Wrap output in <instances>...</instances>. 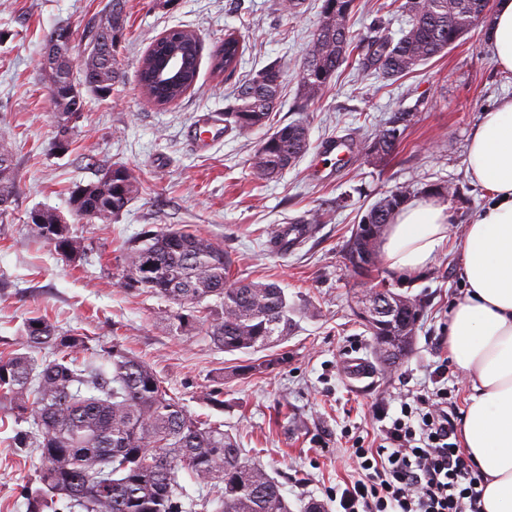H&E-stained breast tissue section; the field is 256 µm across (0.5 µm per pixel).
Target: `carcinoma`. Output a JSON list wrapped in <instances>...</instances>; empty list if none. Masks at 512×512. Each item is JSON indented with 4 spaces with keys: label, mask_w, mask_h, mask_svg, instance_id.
Instances as JSON below:
<instances>
[{
    "label": "carcinoma",
    "mask_w": 512,
    "mask_h": 512,
    "mask_svg": "<svg viewBox=\"0 0 512 512\" xmlns=\"http://www.w3.org/2000/svg\"><path fill=\"white\" fill-rule=\"evenodd\" d=\"M112 21L88 27L86 48L100 49L75 59L67 53L58 61L62 84L48 89L71 92L73 112H53L55 129L67 128L55 147L67 149L74 124L84 109V94L107 98L121 82L123 71L116 58V38L122 36L126 15L124 0H109ZM355 0H323L319 23L309 48L297 63L300 77L298 109L319 100L338 69L353 51L360 55V71L390 81L406 76L420 65L455 46L478 27L480 0H403L399 8L407 17L400 37L392 38L375 23L367 35L351 31ZM175 33L193 44L187 78L173 87L149 78L156 46L140 60L138 81L154 105L165 107L182 99L198 77L201 44L186 29ZM46 43L73 41L67 25L44 33ZM242 55L239 38L229 33L211 53L212 69L233 72ZM288 61L263 67L243 86L224 112V127L262 128L280 98ZM414 113L396 110L380 125L365 148L373 165L390 159L400 148ZM309 147L308 125L295 121L273 130L251 158L255 180L266 183L294 166ZM140 182L124 166L100 170L98 181L72 191L70 214L74 221L110 220L121 214L140 194ZM18 192L14 154L0 145V218L10 212ZM409 190L387 192L370 206L344 245L346 266L367 278L378 270V234L392 223L407 201ZM31 224L35 237L75 263L85 259L88 245L60 224V213L36 210ZM123 287L148 293L179 306L169 317L174 336L196 325L206 327L213 344L226 353L255 354L281 344L296 325L295 305L276 283L246 281L234 276V259L224 245L192 229L166 224L144 230L123 247ZM392 308L373 317L359 301L356 315L373 336L378 363L396 365L411 350L415 330L424 314L417 297L375 289ZM91 350L88 337L63 331L43 316L25 319L16 349L0 356V409L8 407L17 425L14 446L40 454L39 487L28 497V512H63L76 507L83 512H195L199 504H216L215 512H291L280 483L253 461L224 423L190 414L170 393L153 368L132 355L118 341L103 346L102 365L83 362L78 354ZM207 490L196 499L180 483V474Z\"/></svg>",
    "instance_id": "carcinoma-1"
}]
</instances>
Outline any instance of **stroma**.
Here are the masks:
<instances>
[{"label":"stroma","instance_id":"1","mask_svg":"<svg viewBox=\"0 0 512 512\" xmlns=\"http://www.w3.org/2000/svg\"><path fill=\"white\" fill-rule=\"evenodd\" d=\"M106 3L0 0V133L9 137L18 181L12 211L0 221V352L15 348L24 319L33 315L89 336L94 346L119 340L153 367L189 412L223 422L281 483L292 512L312 498L336 512L330 492L357 476L354 440L377 447L376 412L398 416L402 398L433 391L434 370L449 356L448 311L464 293L458 242L463 225L486 202L466 173L468 140L483 112L512 97V73L491 57L483 24L395 82L364 76L356 62H346L326 94L303 111L295 107L299 76L293 67L272 122L306 121L310 148L295 167L260 184L251 158L265 130L231 128L198 149L187 133L207 118L223 117L237 88L270 62L299 61L323 0H304L293 16L279 14L277 0H172L167 6L126 0L123 79L107 99L86 96L73 142L59 152L52 147L48 76L40 66L43 34L55 24L70 25L73 51L81 53L84 28L104 18ZM396 7L395 0H356L353 33H366L376 19L397 31ZM177 27L199 37L202 59L194 88L161 108L143 94L137 63L154 39ZM230 32L240 39L243 56L233 74H218L210 55ZM398 109L416 117L386 163L375 166L361 155L340 165L322 154L332 137L366 146ZM110 164L127 166L141 193L114 221L76 224L90 252L85 261L67 262L33 236L29 214L38 208L68 212L71 191L96 181ZM437 183L455 192L441 197L449 207V235L434 262L405 277L383 265L378 278L360 284L343 257L353 224L388 191L407 186L417 200ZM314 214L319 222L304 243L283 253L269 248L271 227ZM160 224L200 230L223 243L237 276L285 289L301 310L297 328L281 345L286 360L267 367L264 353H226L201 326L171 335L163 321L174 304L121 288L125 240ZM381 278L392 291L426 304L413 352L390 372L380 367L371 334L354 316L358 298ZM351 358L371 367L370 385L353 387L343 370ZM249 363L260 365V372L237 375V366ZM216 387L224 392L219 408L208 400ZM13 428L0 419V512H27L24 491L36 486L41 460L13 446Z\"/></svg>","mask_w":512,"mask_h":512}]
</instances>
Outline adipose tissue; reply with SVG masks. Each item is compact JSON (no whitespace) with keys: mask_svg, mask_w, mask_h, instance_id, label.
<instances>
[{"mask_svg":"<svg viewBox=\"0 0 512 512\" xmlns=\"http://www.w3.org/2000/svg\"><path fill=\"white\" fill-rule=\"evenodd\" d=\"M488 46L499 68L512 72V0H497ZM467 172L487 204L463 228L465 293L448 313V351L470 389L460 428L484 478L482 512H512V98L483 113L473 129ZM447 237V204L418 200L388 225L381 256L392 271L414 274Z\"/></svg>","mask_w":512,"mask_h":512,"instance_id":"ef3b65f1","label":"adipose tissue"}]
</instances>
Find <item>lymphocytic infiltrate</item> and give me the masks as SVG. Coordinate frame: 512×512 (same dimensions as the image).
Segmentation results:
<instances>
[{"mask_svg": "<svg viewBox=\"0 0 512 512\" xmlns=\"http://www.w3.org/2000/svg\"><path fill=\"white\" fill-rule=\"evenodd\" d=\"M448 415V391L401 402L375 448L354 443L358 477L342 489L340 512H482L483 482Z\"/></svg>", "mask_w": 512, "mask_h": 512, "instance_id": "f902f5d3", "label": "lymphocytic infiltrate"}]
</instances>
